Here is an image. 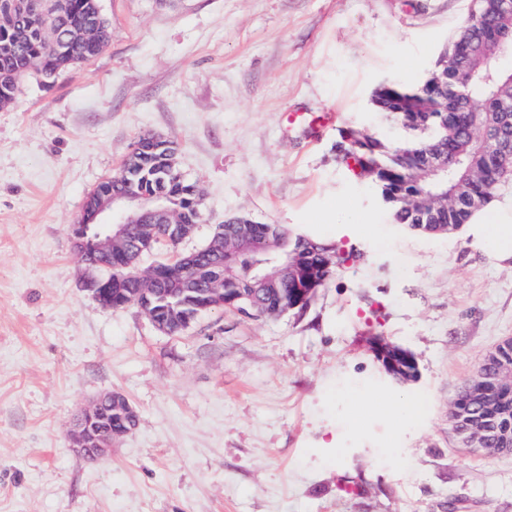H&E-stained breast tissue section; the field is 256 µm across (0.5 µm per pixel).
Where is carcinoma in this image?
<instances>
[{
	"mask_svg": "<svg viewBox=\"0 0 512 512\" xmlns=\"http://www.w3.org/2000/svg\"><path fill=\"white\" fill-rule=\"evenodd\" d=\"M66 19L60 18L59 0H0V107L13 103L19 80L31 70L53 74L73 63L97 56L108 45L111 30L101 13L99 0H68ZM65 21L73 40V52L58 51L52 41L54 29ZM456 39L466 43L472 57L481 56L488 43L481 28L467 21ZM430 77L413 84L393 85L388 96L373 95V105L379 112L390 115L403 123L408 112H428L430 117L419 128L410 129L411 138L401 147L410 154V162L401 163L396 148L386 139L373 135L363 136L352 131L347 151L357 158H367L371 165L361 166L360 176L386 198L392 221L409 230L426 235H441L448 224L460 229L471 222L473 216L486 208L502 186L512 182V170H495L482 179L469 183V191L458 190L461 202L449 210L442 204L444 196L453 192L458 176L448 177V182L438 186L422 174L411 170L426 155H443L450 159H465L461 171L467 168L485 170L487 161L471 153L467 135L475 117L491 112L496 95L484 84L469 89L466 99L468 111L436 114L438 97H451L458 90L453 73L442 76L433 87H427ZM497 149L512 153V123L492 130ZM141 167L137 187L144 193L156 190L157 175L164 176V188L171 197L173 223L195 224L201 215V200L195 186L182 178L178 171L167 167L168 154L159 152L148 158L136 159ZM249 228L258 235L270 228L288 236L298 249L297 257L303 265L323 270L325 277L336 271L338 248L331 242L305 235H289L276 224H251ZM219 261L212 257L201 260L198 280L201 282L221 273ZM280 263L272 256L244 259L231 265L232 272H224L223 289L238 297L236 306L250 316H273L281 302L278 289L290 288L288 280L277 276ZM479 424L489 446L495 445L497 429L503 424L501 415L493 404L480 407L462 427Z\"/></svg>",
	"mask_w": 512,
	"mask_h": 512,
	"instance_id": "cac0c4a2",
	"label": "carcinoma"
}]
</instances>
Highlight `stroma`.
Returning a JSON list of instances; mask_svg holds the SVG:
<instances>
[{"label": "stroma", "instance_id": "1", "mask_svg": "<svg viewBox=\"0 0 512 512\" xmlns=\"http://www.w3.org/2000/svg\"><path fill=\"white\" fill-rule=\"evenodd\" d=\"M472 0H100L97 56L0 108V512H512V454L461 448L448 405L512 336V261L465 225L393 223L342 162L345 130L397 142L371 96L418 81ZM336 115L288 126L284 113ZM175 143L202 197L179 252L246 216L341 248L302 312H212L160 333L102 307L73 247L87 192L135 140ZM410 350L416 381L370 351ZM117 391L135 429L92 461L70 430ZM370 350L384 372L395 381L407 384L417 379L418 363L409 350L379 338L372 340Z\"/></svg>", "mask_w": 512, "mask_h": 512}]
</instances>
